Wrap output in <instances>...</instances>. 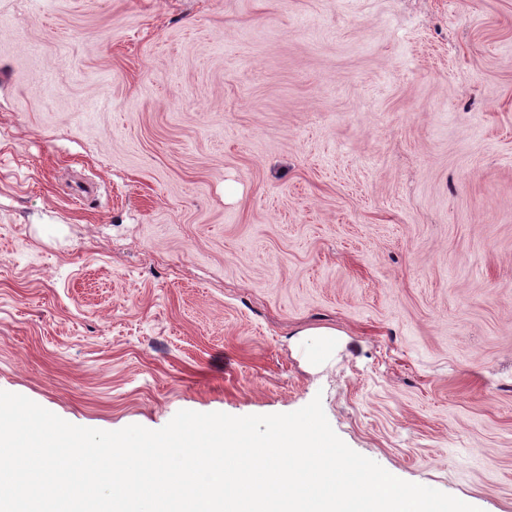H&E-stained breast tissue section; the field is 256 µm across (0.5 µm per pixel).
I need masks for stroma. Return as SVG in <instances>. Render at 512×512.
I'll return each mask as SVG.
<instances>
[{"label": "stroma", "mask_w": 512, "mask_h": 512, "mask_svg": "<svg viewBox=\"0 0 512 512\" xmlns=\"http://www.w3.org/2000/svg\"><path fill=\"white\" fill-rule=\"evenodd\" d=\"M0 390L512 512V0H0Z\"/></svg>", "instance_id": "obj_1"}]
</instances>
